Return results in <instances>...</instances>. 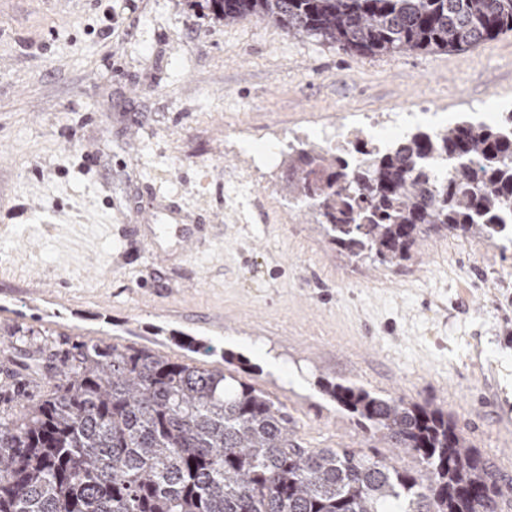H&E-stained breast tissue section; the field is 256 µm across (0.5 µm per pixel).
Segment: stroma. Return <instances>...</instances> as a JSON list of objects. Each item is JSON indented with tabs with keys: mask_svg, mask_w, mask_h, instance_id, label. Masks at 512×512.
Segmentation results:
<instances>
[{
	"mask_svg": "<svg viewBox=\"0 0 512 512\" xmlns=\"http://www.w3.org/2000/svg\"><path fill=\"white\" fill-rule=\"evenodd\" d=\"M113 11L124 29L109 36ZM510 112L512 31L359 54L226 24L197 0H0V403L43 392L27 364L52 373L89 338L229 359L302 447L376 451L321 387L352 381L443 408L512 485V246L441 231L398 266L349 261L289 202L270 144ZM147 187L158 207L211 217L206 241L141 250L124 226Z\"/></svg>",
	"mask_w": 512,
	"mask_h": 512,
	"instance_id": "35a3bbf8",
	"label": "stroma"
}]
</instances>
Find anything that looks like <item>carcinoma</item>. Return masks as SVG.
Segmentation results:
<instances>
[{
  "mask_svg": "<svg viewBox=\"0 0 512 512\" xmlns=\"http://www.w3.org/2000/svg\"><path fill=\"white\" fill-rule=\"evenodd\" d=\"M344 51L464 50L512 31V0H206ZM352 166L318 143L288 148L284 189L329 242L382 265L448 230L492 240L512 225V113L418 129ZM52 389L0 409V512H497L505 495L439 408L353 382L324 393L420 468L355 448H303L268 393L150 347L81 341Z\"/></svg>",
  "mask_w": 512,
  "mask_h": 512,
  "instance_id": "cac0c4a2",
  "label": "carcinoma"
}]
</instances>
